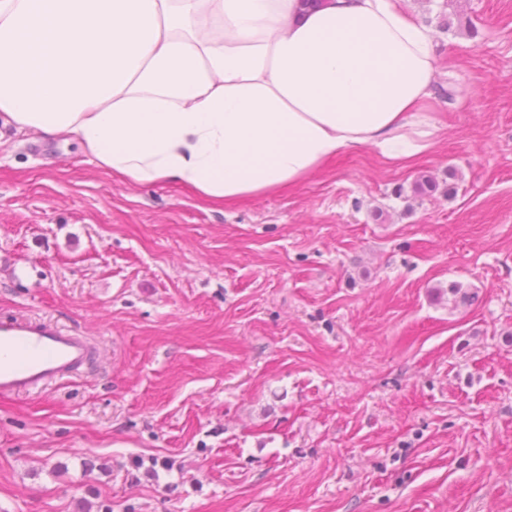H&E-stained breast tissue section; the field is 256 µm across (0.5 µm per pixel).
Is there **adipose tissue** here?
Here are the masks:
<instances>
[{
  "instance_id": "adipose-tissue-1",
  "label": "adipose tissue",
  "mask_w": 512,
  "mask_h": 512,
  "mask_svg": "<svg viewBox=\"0 0 512 512\" xmlns=\"http://www.w3.org/2000/svg\"><path fill=\"white\" fill-rule=\"evenodd\" d=\"M435 77L405 0H0L1 123L218 203L430 150Z\"/></svg>"
}]
</instances>
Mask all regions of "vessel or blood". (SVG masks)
<instances>
[{
	"label": "vessel or blood",
	"instance_id": "obj_1",
	"mask_svg": "<svg viewBox=\"0 0 512 512\" xmlns=\"http://www.w3.org/2000/svg\"><path fill=\"white\" fill-rule=\"evenodd\" d=\"M0 396L31 391L41 385L76 373L87 366L93 343L49 323L25 319L0 322Z\"/></svg>",
	"mask_w": 512,
	"mask_h": 512
}]
</instances>
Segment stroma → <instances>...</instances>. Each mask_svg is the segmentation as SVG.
Returning a JSON list of instances; mask_svg holds the SVG:
<instances>
[{
    "label": "stroma",
    "instance_id": "1",
    "mask_svg": "<svg viewBox=\"0 0 512 512\" xmlns=\"http://www.w3.org/2000/svg\"><path fill=\"white\" fill-rule=\"evenodd\" d=\"M406 7L441 126L409 165L218 206L0 134V321L98 343L0 397V512H512V0Z\"/></svg>",
    "mask_w": 512,
    "mask_h": 512
}]
</instances>
